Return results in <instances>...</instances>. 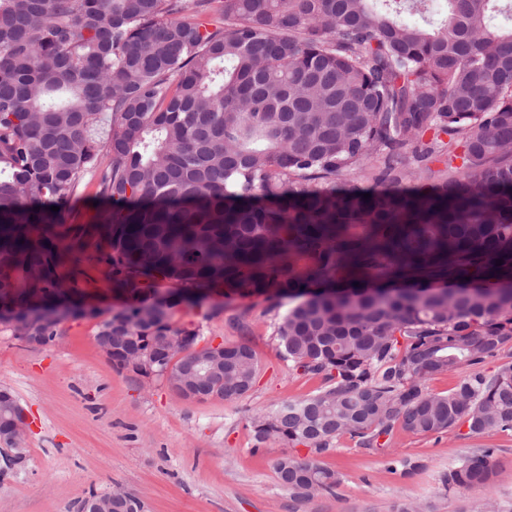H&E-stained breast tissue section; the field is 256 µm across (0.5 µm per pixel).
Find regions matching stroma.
Wrapping results in <instances>:
<instances>
[{"instance_id": "35a3bbf8", "label": "stroma", "mask_w": 512, "mask_h": 512, "mask_svg": "<svg viewBox=\"0 0 512 512\" xmlns=\"http://www.w3.org/2000/svg\"><path fill=\"white\" fill-rule=\"evenodd\" d=\"M80 280L90 316L65 322L51 343L31 347L0 333V389L9 390L32 421L25 459L0 462V512H77L90 491L118 484L147 512H393L402 501L429 512H474L487 496L512 505V433L461 431L415 435L394 430L386 447L362 448L342 437L320 456L336 470L335 493L296 500L277 480L283 448L256 444L250 416L316 394L321 377L293 371L277 349L274 323L289 304L262 295H214L178 309L176 326L197 329L202 344L247 342L259 372L243 398L188 401L165 381L143 382L113 368L95 335L101 319L126 302L109 287L107 244L83 240ZM493 449L490 487L444 490L441 479L460 457ZM394 458L420 467L408 475Z\"/></svg>"}]
</instances>
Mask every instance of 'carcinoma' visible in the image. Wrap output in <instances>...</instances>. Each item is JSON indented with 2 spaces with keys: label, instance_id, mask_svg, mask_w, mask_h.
<instances>
[{
  "label": "carcinoma",
  "instance_id": "carcinoma-1",
  "mask_svg": "<svg viewBox=\"0 0 512 512\" xmlns=\"http://www.w3.org/2000/svg\"><path fill=\"white\" fill-rule=\"evenodd\" d=\"M428 14V0H0V302H75L98 235L129 302L96 333L122 337L112 366L142 376L149 357L155 378L236 401L255 351L226 343L207 372L175 310L212 292L288 300L283 358L324 387L249 425L259 445L308 450L274 466L298 499L340 484L317 457L345 435L512 432V361L476 369L512 351V27L492 24L512 23V0ZM442 156L429 187L407 184ZM372 160L373 186H339ZM87 175L113 206L84 227L62 205ZM464 365L448 394L428 390ZM491 456L461 457L444 484L489 486ZM80 509L144 503L116 487Z\"/></svg>",
  "mask_w": 512,
  "mask_h": 512
}]
</instances>
